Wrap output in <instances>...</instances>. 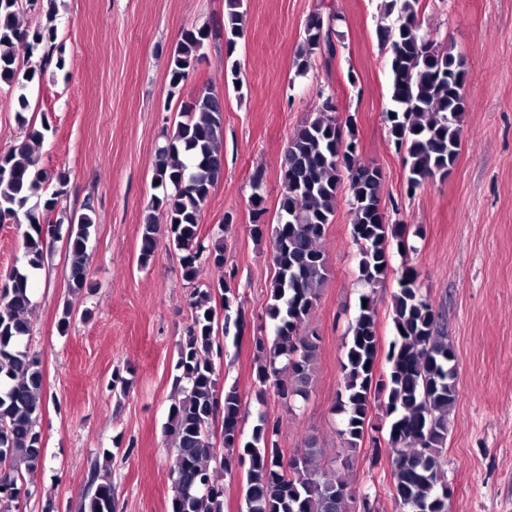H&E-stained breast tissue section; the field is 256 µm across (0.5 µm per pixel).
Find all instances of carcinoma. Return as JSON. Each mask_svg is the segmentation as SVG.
Returning <instances> with one entry per match:
<instances>
[{
  "label": "carcinoma",
  "instance_id": "cac0c4a2",
  "mask_svg": "<svg viewBox=\"0 0 512 512\" xmlns=\"http://www.w3.org/2000/svg\"><path fill=\"white\" fill-rule=\"evenodd\" d=\"M401 0L398 24L379 32L389 49L392 76L388 112L389 133L405 150L407 190L423 188L450 173L462 139L460 117L466 111L464 84L468 71L464 58L450 47L420 33L416 5ZM243 0H224V43L232 54L244 36ZM22 0H0V81L18 79L17 47L29 51L54 38L53 29L20 32ZM337 16L316 12L306 23L296 55L304 73L318 53L333 56L334 21ZM210 30L185 31L169 61V84L177 88L202 58ZM334 108L323 102L316 115L300 125L288 140L281 161L282 192L276 222L268 224L263 196V173L252 176L253 224L257 241L270 242L275 269L267 291L265 311L274 321L273 334L253 337L256 352L255 400L267 395L288 402L308 397L317 337L303 332L327 276V256L320 246L336 211L342 184L348 185L352 237L358 247V280L369 293L360 299L358 314L345 343L342 362L343 389L337 409L343 415L340 435L354 449L369 431L371 408L386 398L388 454L392 460L393 496L402 512H448V481L442 452L448 436V419L457 400L455 352L445 336L439 312L416 287L418 274L406 267L393 295L395 339L386 359L387 378H376L379 352L374 288L387 276L390 243L406 253L410 246L405 225L388 223L382 198L383 176L357 160L358 142L344 133ZM173 133L157 147L153 180L160 193L151 197L149 213L141 226L138 261L148 264L158 246L155 212L166 216L170 243L182 253L181 275L194 282L204 270L219 273L218 289L223 310L237 307L236 335L245 328L235 270L225 269L224 226L212 237L199 235L203 206L224 172V96L205 85L181 113ZM46 127L28 124L18 145L0 155V224L26 220L24 264L11 271L12 285L0 288V505L3 512L19 509L28 497L23 468L43 462V440L38 429L42 416L43 373L37 355L25 340L30 324L24 314L32 309L26 268H39L48 252L42 225L29 200L38 195L48 176L37 168L35 147L44 140ZM68 264L64 277L70 290L92 289L88 274L87 242L92 219L87 213L66 217ZM212 292L194 289L192 323L179 341L173 385L179 398L172 404L165 433L174 449L170 470V512H224V486L218 484L210 463L227 472L236 464L246 469V512H348L351 491L348 474L323 471L318 464L316 438L304 440V449L284 458L278 448L280 424L258 411V424L250 439L241 424L246 406L234 387L218 383L214 358L223 355L220 336L228 334V321H220L212 305ZM224 457H218L210 433L218 409ZM93 490L80 500L79 512H115L112 481L92 469Z\"/></svg>",
  "mask_w": 512,
  "mask_h": 512
}]
</instances>
